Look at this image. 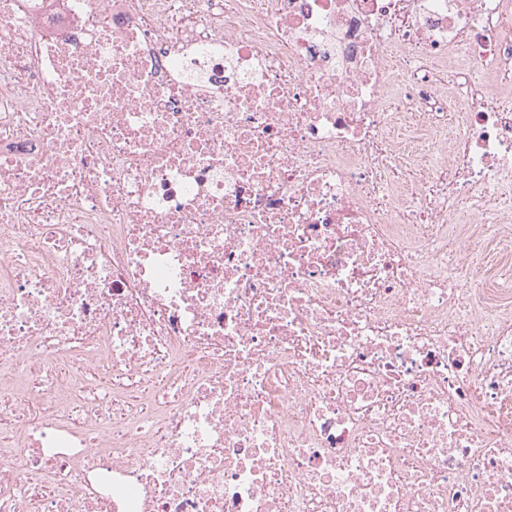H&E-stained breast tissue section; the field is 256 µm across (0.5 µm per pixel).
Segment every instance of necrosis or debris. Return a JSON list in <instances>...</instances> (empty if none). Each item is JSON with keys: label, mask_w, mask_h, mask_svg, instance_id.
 <instances>
[{"label": "necrosis or debris", "mask_w": 512, "mask_h": 512, "mask_svg": "<svg viewBox=\"0 0 512 512\" xmlns=\"http://www.w3.org/2000/svg\"><path fill=\"white\" fill-rule=\"evenodd\" d=\"M511 237L512 0H0V512H512ZM472 252L482 268L483 280L489 281L494 278L496 271L502 264L510 265L512 269V248L507 253L498 248L495 243L472 244Z\"/></svg>", "instance_id": "4bbe7bcc"}]
</instances>
